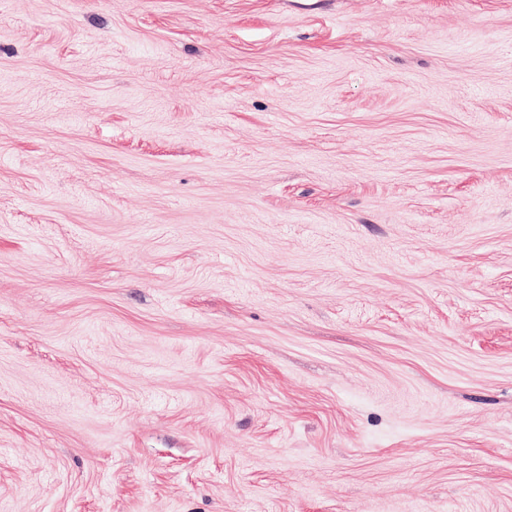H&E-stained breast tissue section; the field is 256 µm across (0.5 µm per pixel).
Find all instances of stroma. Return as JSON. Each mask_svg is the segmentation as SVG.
Instances as JSON below:
<instances>
[{
    "instance_id": "obj_1",
    "label": "stroma",
    "mask_w": 512,
    "mask_h": 512,
    "mask_svg": "<svg viewBox=\"0 0 512 512\" xmlns=\"http://www.w3.org/2000/svg\"><path fill=\"white\" fill-rule=\"evenodd\" d=\"M0 512H512V0H0Z\"/></svg>"
}]
</instances>
